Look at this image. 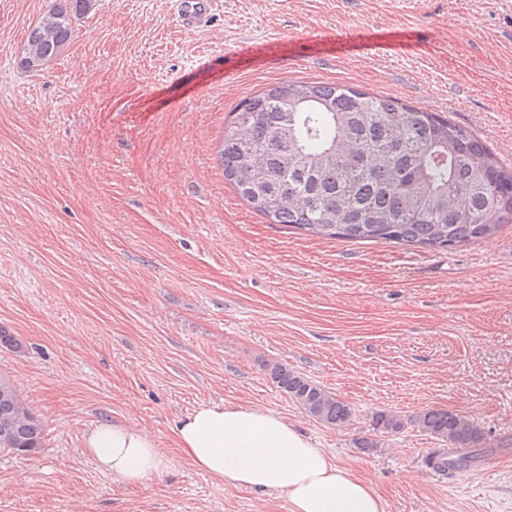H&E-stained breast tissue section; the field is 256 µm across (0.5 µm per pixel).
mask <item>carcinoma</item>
Listing matches in <instances>:
<instances>
[{"mask_svg":"<svg viewBox=\"0 0 512 512\" xmlns=\"http://www.w3.org/2000/svg\"><path fill=\"white\" fill-rule=\"evenodd\" d=\"M95 0H54L31 28L21 64L38 69L65 48L74 24ZM219 163L237 194L272 224L322 239L390 243L446 250L494 235L496 213L512 220V173L499 165L471 131L424 112L344 85L280 83L244 101L224 128ZM264 370L308 417L342 427L350 405L279 361ZM414 423L448 443L436 455L450 473L469 466L487 436L449 409L422 410ZM395 414L372 416V436L397 432ZM43 427L0 375V449L31 455L42 447Z\"/></svg>","mask_w":512,"mask_h":512,"instance_id":"carcinoma-1","label":"carcinoma"}]
</instances>
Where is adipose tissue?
<instances>
[{"label": "adipose tissue", "mask_w": 512, "mask_h": 512, "mask_svg": "<svg viewBox=\"0 0 512 512\" xmlns=\"http://www.w3.org/2000/svg\"><path fill=\"white\" fill-rule=\"evenodd\" d=\"M86 445L125 484L143 483L165 467L155 441L132 425H97ZM176 445L215 482L285 495L291 512H385L371 480L262 407L200 405L178 423Z\"/></svg>", "instance_id": "obj_1"}]
</instances>
